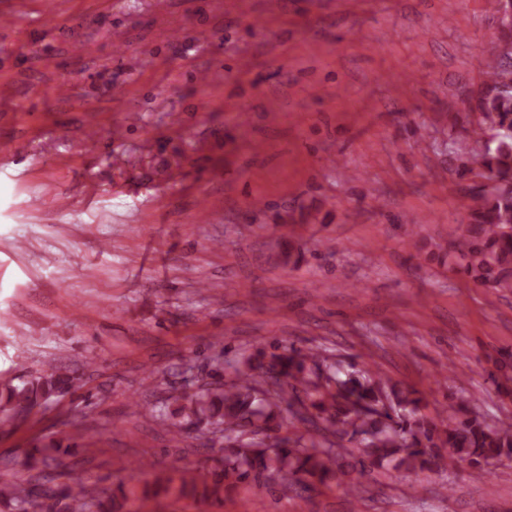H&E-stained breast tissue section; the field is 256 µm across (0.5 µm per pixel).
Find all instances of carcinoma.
<instances>
[{
	"instance_id": "carcinoma-1",
	"label": "carcinoma",
	"mask_w": 512,
	"mask_h": 512,
	"mask_svg": "<svg viewBox=\"0 0 512 512\" xmlns=\"http://www.w3.org/2000/svg\"><path fill=\"white\" fill-rule=\"evenodd\" d=\"M511 45L503 37L492 41L496 78L485 80L472 115L465 116L467 138L448 139V152L480 164L481 171L467 192L468 223L447 243L434 244L459 258L475 284L501 293L512 292ZM79 384L80 378L58 368L18 384H0V428L16 427L37 406ZM283 407L303 432L268 442L265 436L277 427ZM170 415L224 433V464L208 479L191 471L159 476L145 487L143 500L161 494L220 499L271 471L281 486L307 492L342 473L344 440L364 448L361 467L383 468L395 477L429 471L446 455L450 464L467 460L479 466L476 477L484 480L490 470L481 464L512 456V421L490 423L469 411L461 397L428 416L421 399L408 397L380 373L293 345L249 356L231 382L186 396ZM58 452V445L37 448L26 465L46 466ZM134 496L121 487L99 496L73 469L66 482L52 487L0 476V504L11 505L10 512H123Z\"/></svg>"
}]
</instances>
